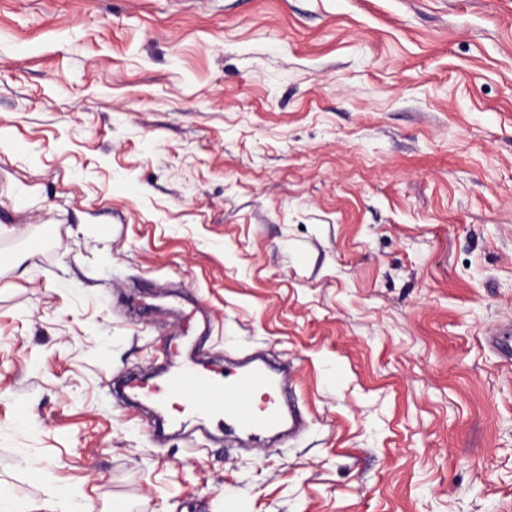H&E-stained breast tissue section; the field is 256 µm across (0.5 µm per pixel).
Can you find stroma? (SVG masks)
Listing matches in <instances>:
<instances>
[{
	"label": "stroma",
	"mask_w": 512,
	"mask_h": 512,
	"mask_svg": "<svg viewBox=\"0 0 512 512\" xmlns=\"http://www.w3.org/2000/svg\"><path fill=\"white\" fill-rule=\"evenodd\" d=\"M0 253L36 512H512V0H0ZM195 309L301 439L115 404Z\"/></svg>",
	"instance_id": "1"
}]
</instances>
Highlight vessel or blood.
Wrapping results in <instances>:
<instances>
[{"instance_id": "1", "label": "vessel or blood", "mask_w": 512, "mask_h": 512, "mask_svg": "<svg viewBox=\"0 0 512 512\" xmlns=\"http://www.w3.org/2000/svg\"><path fill=\"white\" fill-rule=\"evenodd\" d=\"M288 375L274 371L267 360L247 358L235 369L217 371L190 364L163 381L131 386L149 401L193 414L258 437L295 434L304 423L299 408L288 399Z\"/></svg>"}]
</instances>
